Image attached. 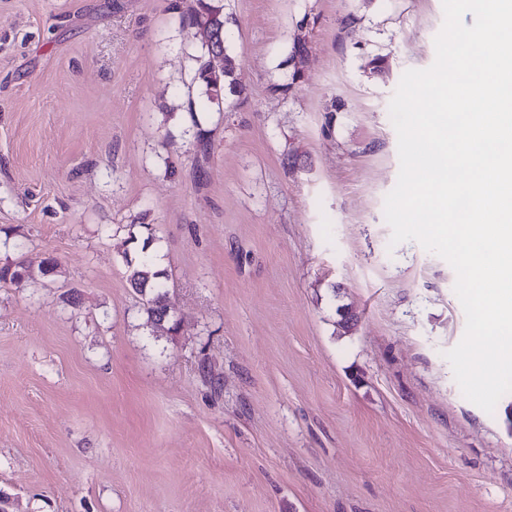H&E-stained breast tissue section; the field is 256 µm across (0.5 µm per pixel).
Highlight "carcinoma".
<instances>
[{"label":"carcinoma","instance_id":"obj_1","mask_svg":"<svg viewBox=\"0 0 512 512\" xmlns=\"http://www.w3.org/2000/svg\"><path fill=\"white\" fill-rule=\"evenodd\" d=\"M227 23L224 0H199L191 19L199 36V44L191 55L195 63L194 80L220 112L234 111L235 105L228 98L244 92L236 78V59L226 45ZM154 241L153 235H148L142 241L138 257L125 258L126 278L132 290L141 296L147 322L172 332L176 325L170 324L171 307L164 273L156 269L150 252ZM29 276L30 271L21 262L0 267V283L19 284Z\"/></svg>","mask_w":512,"mask_h":512}]
</instances>
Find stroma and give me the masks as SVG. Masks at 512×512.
<instances>
[{
    "label": "stroma",
    "mask_w": 512,
    "mask_h": 512,
    "mask_svg": "<svg viewBox=\"0 0 512 512\" xmlns=\"http://www.w3.org/2000/svg\"><path fill=\"white\" fill-rule=\"evenodd\" d=\"M196 5L0 0V266L31 271L0 284L11 512H512V393L463 396L456 274L384 218L442 0H224L233 112L191 80ZM139 224L173 334L126 280Z\"/></svg>",
    "instance_id": "1"
}]
</instances>
